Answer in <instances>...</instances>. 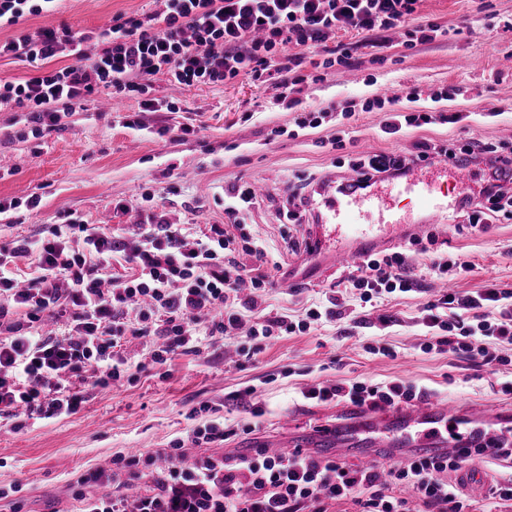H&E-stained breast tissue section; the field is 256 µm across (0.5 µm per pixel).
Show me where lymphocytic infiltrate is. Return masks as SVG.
I'll return each mask as SVG.
<instances>
[{
    "label": "lymphocytic infiltrate",
    "instance_id": "1",
    "mask_svg": "<svg viewBox=\"0 0 512 512\" xmlns=\"http://www.w3.org/2000/svg\"><path fill=\"white\" fill-rule=\"evenodd\" d=\"M155 2V12L115 16L110 26L91 35L65 24L20 28L27 16L53 13L57 0H0V27L18 29L0 41V57L38 70L28 79L0 83V109L19 112L20 138L40 139L61 129L64 118L103 91L137 99L138 112L120 123L143 129L144 113L179 109L176 98L154 96L158 75L180 88L221 84L242 74L256 80L266 76L277 90L271 107L288 110L302 102L307 53L321 56L322 68H349L354 46L333 44L336 33L401 31L426 40L441 32L418 17L419 0ZM62 57L70 58V65L52 68V61ZM397 103V98L376 95L355 111L331 101L318 112L298 116L295 124L315 128L327 117L354 120L359 111L378 109L386 113L381 130L392 137L407 127L464 119L462 113L442 110L404 113ZM442 157L485 168L478 197H464L456 208L466 216L468 229L485 227L491 213L512 219V156L481 142L458 149L421 142L407 157L380 153L358 159L354 177L338 179L336 193H364L375 180L404 178L413 165ZM257 202L250 184H230L224 190L223 223L190 235L145 193L136 240L71 221L0 248V420L17 432L29 420L72 415L86 388L108 386L177 354L199 353L210 337L233 339L247 357L276 337L344 319V304L335 293L293 318L259 315L261 293L274 285L266 272L272 257L247 237L240 218ZM408 243L402 252L369 254L359 266L342 271L337 286L357 291L367 304L421 292L413 267L417 258L426 259L433 281L472 269L461 256L439 252L434 234L411 236ZM115 265L125 269V276L111 275ZM246 286L251 289L247 296L242 293ZM422 313L426 351L512 365V356L501 350L512 346V290L489 284L476 291L434 293ZM146 336L158 337L159 346L130 362L124 351L128 339ZM426 395L425 389L401 382L365 380L319 382L302 392L303 399L315 403L344 401L371 409L418 402ZM236 432L214 419L169 448L113 457L111 468L77 479L74 498L80 512H330V505L341 501L352 512H481L448 481V474L462 467L451 456L418 457L391 469H353L301 452L289 457L211 453V446ZM190 444L198 454L188 455Z\"/></svg>",
    "mask_w": 512,
    "mask_h": 512
}]
</instances>
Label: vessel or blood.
Segmentation results:
<instances>
[{"label":"vessel or blood","instance_id":"obj_1","mask_svg":"<svg viewBox=\"0 0 512 512\" xmlns=\"http://www.w3.org/2000/svg\"><path fill=\"white\" fill-rule=\"evenodd\" d=\"M447 160H439L430 173L391 182L372 188L367 193L348 197L328 196L325 200L330 213V225H318L320 240H327L335 233L351 238L355 250L336 248L332 251L333 264L341 268L361 262L377 243L402 241L407 233L405 221L395 203L406 197L414 199L429 212L432 219H439L446 199L439 194L433 176L447 169ZM377 215L378 222L365 225L367 216ZM350 419L333 427H321L279 443L282 455L295 451L342 458L356 456L364 464L374 465L385 458H407L416 455L472 456L481 442L473 436L458 434V420L470 418L472 424L497 422L501 437L512 442V410L488 407L468 410L449 400L433 396L424 402L403 407L388 408L380 416H373L363 407H350Z\"/></svg>","mask_w":512,"mask_h":512}]
</instances>
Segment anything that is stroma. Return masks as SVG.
Instances as JSON below:
<instances>
[{"label": "stroma", "instance_id": "1", "mask_svg": "<svg viewBox=\"0 0 512 512\" xmlns=\"http://www.w3.org/2000/svg\"><path fill=\"white\" fill-rule=\"evenodd\" d=\"M154 9L153 0H60L54 14L30 16L24 24H67L96 32L116 15L140 16ZM418 13L445 28V35L396 45L381 64L373 62L369 49H361L344 81L331 73L308 84L304 105L316 110L337 100L357 106L375 91L414 86L420 99L401 102L402 111L437 105L467 114V121L409 127L391 138L381 130L382 112H366L346 134V147L335 151L324 144L336 131L335 121L296 130V111L269 107L275 87L246 76L176 92L157 78L155 96L176 94L180 110L146 113L141 131L115 123L112 112L100 109L97 95L67 118L64 129L40 140L19 138L15 113L3 110L0 154L11 173L0 178V199L33 194L41 202L32 212L18 209L17 223L0 222V246L65 223L72 215L131 238L136 214L117 215L112 207L120 200L136 201L142 192L151 193L172 221L192 234L223 221L224 187L241 179L264 191L245 215L247 232L269 245L291 273L287 287L266 294L264 308L274 315H298L321 301L336 279L329 252L308 257L306 225L288 219V198L298 177H344L364 155L405 154L424 141L512 144V32L505 28L512 21V0H421ZM465 57L472 60L466 68L461 65ZM443 89L447 99L433 103L432 94ZM183 124L195 126L197 135L180 136L177 128ZM276 126L287 128V136L268 141ZM401 207L412 215L419 235L435 232L448 252L472 263L470 273L453 281L454 289L475 291L490 283L512 289V220L494 222L484 233H460L447 217L431 224L411 200H402ZM426 300V295L413 294L371 307L351 299L349 318L279 337L248 359L238 354L234 340L217 339L200 354L173 356L134 381L90 389L75 414L16 433L2 428L0 512H8V500L18 498L25 512H76L71 489L76 476L109 467L115 455L154 452L186 437L209 419L201 405L219 407L226 425L246 423L248 414L230 398L246 385L254 386V400L264 411L254 433L273 441L338 421L336 404L302 398V390L317 382L400 380L475 405L505 403L501 385L512 379L511 371L475 368L424 350L421 310ZM382 315L393 317L391 327L380 328ZM371 344L390 347L393 357L369 353Z\"/></svg>", "mask_w": 512, "mask_h": 512}]
</instances>
